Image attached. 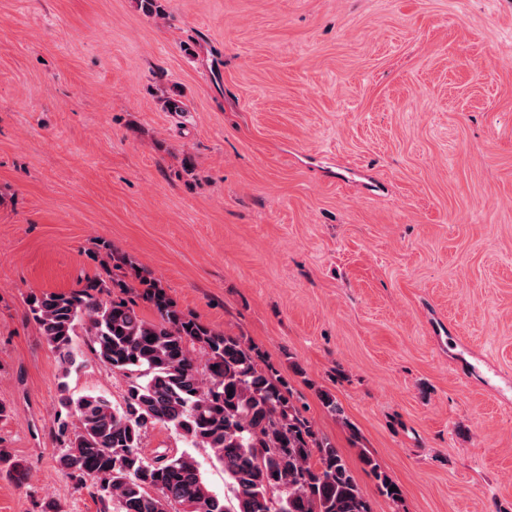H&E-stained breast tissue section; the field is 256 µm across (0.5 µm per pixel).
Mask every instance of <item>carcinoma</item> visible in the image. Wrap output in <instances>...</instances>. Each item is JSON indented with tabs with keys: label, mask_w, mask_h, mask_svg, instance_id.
<instances>
[{
	"label": "carcinoma",
	"mask_w": 512,
	"mask_h": 512,
	"mask_svg": "<svg viewBox=\"0 0 512 512\" xmlns=\"http://www.w3.org/2000/svg\"><path fill=\"white\" fill-rule=\"evenodd\" d=\"M140 283L155 320L114 295L127 284L109 273L27 303L63 373L77 366L73 336L82 324L101 364L136 376L120 409L101 395L74 399L60 386L58 465L78 486L92 482L99 512H168L171 503L185 512H372L343 452L314 430L277 369L240 338L180 310L154 280ZM154 424L210 449L232 498L211 492L188 453L143 457L142 436ZM360 461L398 501L401 491H390L377 461L364 450ZM3 470L18 482L28 477L24 461L0 448Z\"/></svg>",
	"instance_id": "carcinoma-1"
}]
</instances>
